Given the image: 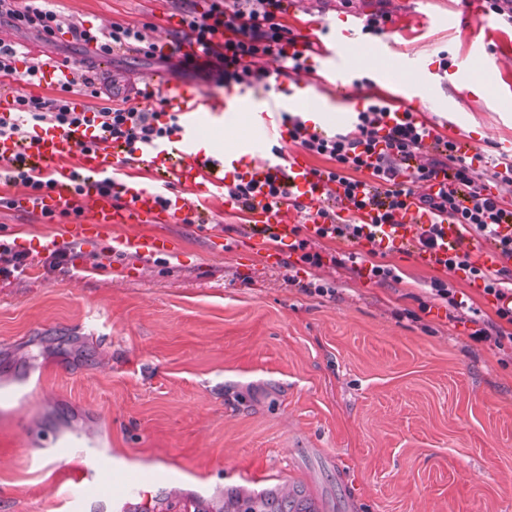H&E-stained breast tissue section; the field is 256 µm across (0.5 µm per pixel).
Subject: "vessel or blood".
I'll return each instance as SVG.
<instances>
[{
  "label": "vessel or blood",
  "instance_id": "vessel-or-blood-1",
  "mask_svg": "<svg viewBox=\"0 0 512 512\" xmlns=\"http://www.w3.org/2000/svg\"><path fill=\"white\" fill-rule=\"evenodd\" d=\"M355 40L356 26L348 23L333 28L331 37L322 46L326 73L340 97L350 93L349 75L356 67ZM160 92L165 94L169 110L179 113L181 130L175 139L158 141L136 151L137 164L153 174L146 184L129 180L125 172L128 153L124 143H111L106 152L79 151V142L92 137L91 129L83 126L48 129L32 147L16 139L0 140V156L29 152L35 171L56 182L54 189L46 194L23 197L22 205L59 214L72 210L78 198H87L92 203L91 218L85 224L67 225L66 241L80 243L109 236L113 239V250L135 254L170 251L167 237L141 234L137 228L144 224L180 222L186 204L173 191L177 185L211 196L241 177L261 184L284 179L291 195L310 209L340 206V195L329 194L325 183L312 175L304 153L293 151L279 158L271 152L272 141L288 140V130L280 122L282 114L302 108L303 100L296 93L269 101L260 99L253 88L242 85L224 96L208 97L188 85L161 88L159 80L150 76L143 80L137 99L150 102ZM238 114L247 115V130L231 143H209V136L223 131L225 121ZM107 170L112 173L122 203H113L99 191L100 177ZM76 176L83 186L79 195L71 188ZM297 217L295 207L273 204L262 193L255 195L249 211L251 223L271 226L275 235L283 239L291 237ZM393 221L395 230H383L382 239L411 248L421 264L433 266L457 252L468 253L474 262L489 269L500 268L504 263L491 241L466 233L456 224L444 225L441 244L436 250H418L412 227L431 223L432 218L417 208L396 212ZM118 225L130 226L131 234L113 237L112 230ZM160 478V473L121 465L105 455L91 453L79 469L66 467L60 473L58 483L62 491L57 498V512H96L98 505L107 501L117 508L127 501L147 498L149 487Z\"/></svg>",
  "mask_w": 512,
  "mask_h": 512
}]
</instances>
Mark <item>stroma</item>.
<instances>
[{
    "label": "stroma",
    "mask_w": 512,
    "mask_h": 512,
    "mask_svg": "<svg viewBox=\"0 0 512 512\" xmlns=\"http://www.w3.org/2000/svg\"><path fill=\"white\" fill-rule=\"evenodd\" d=\"M48 6L87 27L143 24L147 38L176 36L163 25L179 17L175 0ZM375 11L391 24L360 43L395 40L432 76L429 106L413 107L398 64L386 80L358 71L349 98L338 99L317 52L308 76L281 79L268 97L309 78L318 102L352 114L379 95L420 119L458 124L483 154L502 155L512 143V26L472 15L467 0H297L284 17L298 32L319 26L323 41V24L345 15L360 26ZM416 12L435 26L404 29ZM0 38L41 60L105 72L126 93L152 73L207 96L225 93L132 52L96 59L68 34L49 43L1 20ZM483 42L496 60L489 101L458 87ZM175 192L189 208H206L203 223L164 225L175 254L69 243L56 268L45 241L89 217L90 203H80V216L51 220L0 208V245L27 256L23 270L0 274V386L17 392L0 405V512H54L53 470L30 461L49 456L58 434L91 452L185 470L134 512H169L176 498L224 512L228 489L294 485L318 498V512H512V347L473 339L475 322L496 317L480 290L406 252L376 255L400 275L385 283L330 263L271 266L251 253L246 216L225 215L223 196ZM435 278L461 289L466 306L452 315L430 300ZM309 283L333 292L306 294Z\"/></svg>",
    "instance_id": "1"
}]
</instances>
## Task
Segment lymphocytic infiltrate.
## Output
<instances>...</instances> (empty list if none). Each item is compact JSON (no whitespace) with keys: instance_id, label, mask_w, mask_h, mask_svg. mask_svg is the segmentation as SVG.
<instances>
[{"instance_id":"obj_1","label":"lymphocytic infiltrate","mask_w":512,"mask_h":512,"mask_svg":"<svg viewBox=\"0 0 512 512\" xmlns=\"http://www.w3.org/2000/svg\"><path fill=\"white\" fill-rule=\"evenodd\" d=\"M282 12L281 0H234L230 6L224 0H210L203 12L181 8L180 37L195 41L202 52L198 59L183 58L182 66L204 71L225 85L265 86L271 73L259 67V59L273 55L282 44L298 42L301 50L289 57L287 68L280 74L287 77L307 70L313 44L299 42L297 34L283 22ZM0 18L19 29H37L49 39L69 32L78 41L95 43L103 57L124 49L150 59L157 55L155 45L147 42L138 26L115 22L101 29L86 28L43 8L37 0H0ZM14 104L26 123L62 128L96 125L107 139L123 142L132 151L143 142L171 139L181 130L177 113L145 111L122 102L94 112L63 97L20 95ZM284 123L293 145L328 160V167L314 169V176L342 190L341 211L320 209L321 223L314 236L298 237L290 244V251L297 253L304 265L318 268L329 261L339 267L350 266L379 283L396 279L394 268L366 263L359 253L324 259L312 249L311 242L316 238L352 242L372 238L374 228L391 223L395 212L412 205L435 218L434 223L418 225L415 230L422 249L437 247L439 225L447 222L490 239L503 258L512 261V232L500 231L503 223L512 222V201L487 191L491 182L512 185V160L500 164L491 161L476 169L470 159L458 154L453 140L431 138L428 125L408 111L396 116L387 99L379 95L371 96L352 126L343 132L329 136L312 133L297 114L285 115ZM428 149L434 150V158L419 162V155ZM440 175L446 177L447 188L424 192V185ZM365 210L373 211L372 223H356L354 214ZM440 265L448 271L463 270L469 279L482 281L486 296L503 298L506 288L512 287V268L491 270L471 262L465 253L448 256Z\"/></svg>"}]
</instances>
